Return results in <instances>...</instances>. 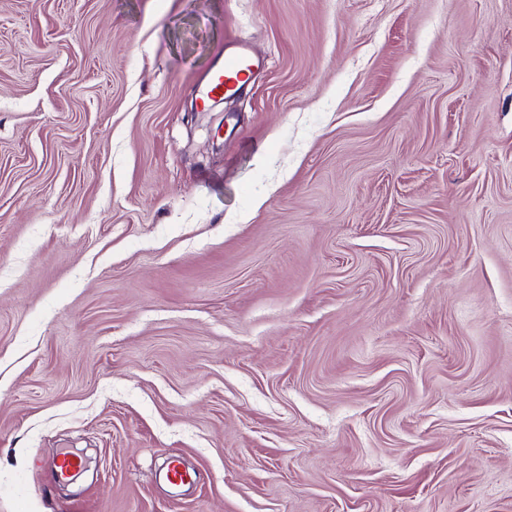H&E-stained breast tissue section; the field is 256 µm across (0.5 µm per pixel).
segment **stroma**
<instances>
[{
    "mask_svg": "<svg viewBox=\"0 0 512 512\" xmlns=\"http://www.w3.org/2000/svg\"><path fill=\"white\" fill-rule=\"evenodd\" d=\"M0 512H512V0H0ZM258 62L243 46L224 50V59L210 76H208L199 90L198 100L208 104L211 100L230 97L239 93L241 86L250 75H253Z\"/></svg>",
    "mask_w": 512,
    "mask_h": 512,
    "instance_id": "1",
    "label": "stroma"
}]
</instances>
